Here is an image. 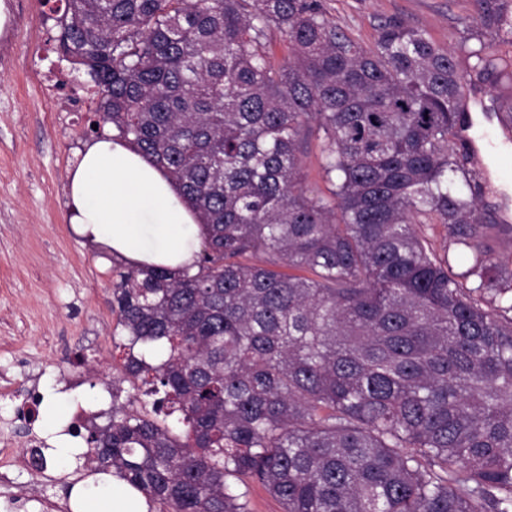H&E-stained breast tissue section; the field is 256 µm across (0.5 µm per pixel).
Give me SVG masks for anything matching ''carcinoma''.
I'll return each mask as SVG.
<instances>
[{"instance_id":"carcinoma-1","label":"carcinoma","mask_w":512,"mask_h":512,"mask_svg":"<svg viewBox=\"0 0 512 512\" xmlns=\"http://www.w3.org/2000/svg\"><path fill=\"white\" fill-rule=\"evenodd\" d=\"M475 2L469 57L492 87L512 0ZM57 25L95 86L89 131L131 139L205 228L193 275L112 258L151 413L112 388L94 470L159 512H249L229 476L283 512H512V272L486 249L480 181L448 179L467 86L452 54L399 22L366 48L327 0H65ZM312 135L327 197L301 187ZM419 216L474 251L472 287Z\"/></svg>"}]
</instances>
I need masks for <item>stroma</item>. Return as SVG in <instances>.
Segmentation results:
<instances>
[{
	"label": "stroma",
	"mask_w": 512,
	"mask_h": 512,
	"mask_svg": "<svg viewBox=\"0 0 512 512\" xmlns=\"http://www.w3.org/2000/svg\"><path fill=\"white\" fill-rule=\"evenodd\" d=\"M337 22L366 47L390 20L428 31L469 72L476 47L463 21L474 0H328ZM0 40V512H71L68 474L35 470L27 435L45 439L42 420L28 418L26 392L62 386L93 394L106 380L132 393L125 353L115 340L126 332L112 310V256L77 235L69 222L67 177L87 140L90 107L86 77L55 50L59 34L46 0H7ZM56 82L58 93L46 92ZM501 160H468L487 186L491 216L512 215V186ZM430 249L447 255L453 273L466 271L472 253L440 224L424 226Z\"/></svg>",
	"instance_id": "35a3bbf8"
}]
</instances>
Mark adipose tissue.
<instances>
[{
	"label": "adipose tissue",
	"mask_w": 512,
	"mask_h": 512,
	"mask_svg": "<svg viewBox=\"0 0 512 512\" xmlns=\"http://www.w3.org/2000/svg\"><path fill=\"white\" fill-rule=\"evenodd\" d=\"M70 222L82 237L107 246L134 266L195 269L204 229L196 211L160 166L128 140L112 133L86 144L69 176ZM74 393H50L45 421L52 457L73 460L80 449L62 435L58 420ZM103 403V395L82 398ZM72 512H148L145 498L109 475L73 486Z\"/></svg>",
	"instance_id": "adipose-tissue-1"
}]
</instances>
